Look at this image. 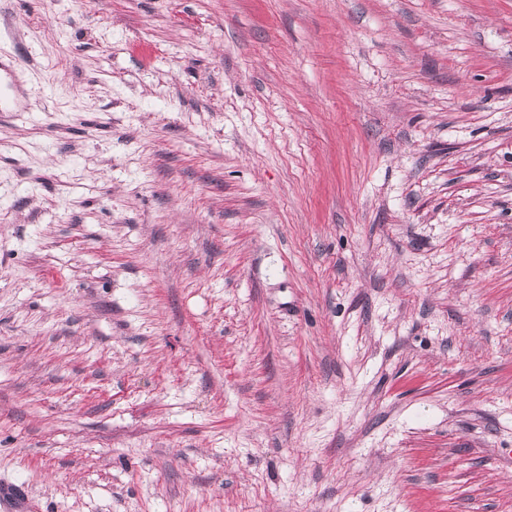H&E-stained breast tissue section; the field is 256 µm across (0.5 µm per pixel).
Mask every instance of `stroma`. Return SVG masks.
I'll return each mask as SVG.
<instances>
[{
  "label": "stroma",
  "mask_w": 512,
  "mask_h": 512,
  "mask_svg": "<svg viewBox=\"0 0 512 512\" xmlns=\"http://www.w3.org/2000/svg\"><path fill=\"white\" fill-rule=\"evenodd\" d=\"M0 63V485L512 512V0H0Z\"/></svg>",
  "instance_id": "35a3bbf8"
}]
</instances>
